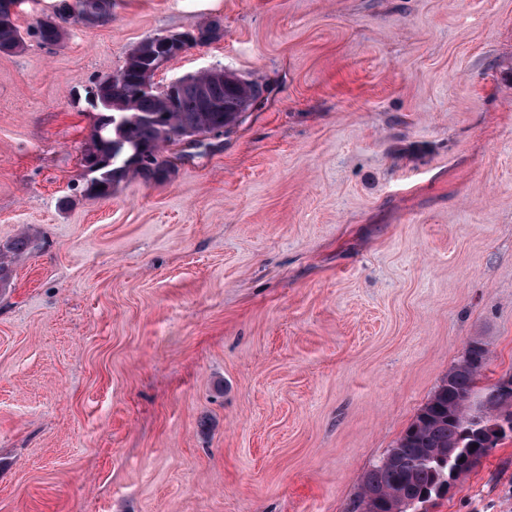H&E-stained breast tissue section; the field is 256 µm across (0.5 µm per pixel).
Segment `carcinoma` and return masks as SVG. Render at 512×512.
<instances>
[{"mask_svg":"<svg viewBox=\"0 0 512 512\" xmlns=\"http://www.w3.org/2000/svg\"><path fill=\"white\" fill-rule=\"evenodd\" d=\"M16 0H0V50H16L25 45V36H37L42 42L57 44L66 34L68 17L57 13L52 20H38L22 30L8 18ZM78 13L89 11L106 20L112 18V0H76ZM206 88L201 97L198 87ZM98 95L109 103L100 107L94 133L84 149L88 159L112 150L116 138L123 139V150L110 157L95 173L97 181L86 191L109 197L121 181L140 177L161 182L169 172L163 153L167 145L182 137L207 136L236 124L240 117V88L229 80H216L207 72L184 79L175 91L146 92L131 80L114 85L107 79L95 86ZM133 118L123 129L113 121L121 114ZM31 238L22 233L0 247V288L10 285L11 257L26 252ZM489 365L487 349L448 370L445 380L420 409L386 459L365 473L355 508L358 512H392L402 501L400 512H414L432 497L448 493V485L468 475L476 461L487 456L481 433L498 425L508 410L512 389L503 390L494 383L479 387Z\"/></svg>","mask_w":512,"mask_h":512,"instance_id":"cac0c4a2","label":"carcinoma"}]
</instances>
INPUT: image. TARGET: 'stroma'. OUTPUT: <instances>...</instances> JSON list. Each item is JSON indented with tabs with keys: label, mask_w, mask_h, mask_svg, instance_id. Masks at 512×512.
I'll use <instances>...</instances> for the list:
<instances>
[{
	"label": "stroma",
	"mask_w": 512,
	"mask_h": 512,
	"mask_svg": "<svg viewBox=\"0 0 512 512\" xmlns=\"http://www.w3.org/2000/svg\"><path fill=\"white\" fill-rule=\"evenodd\" d=\"M266 88L161 183L85 192L90 92ZM0 512H350L482 341L512 373V0H112L0 51ZM426 512H512V440ZM31 245V238L26 233L15 237L8 245L0 247V288H7L11 279V257L26 252Z\"/></svg>",
	"instance_id": "1"
}]
</instances>
